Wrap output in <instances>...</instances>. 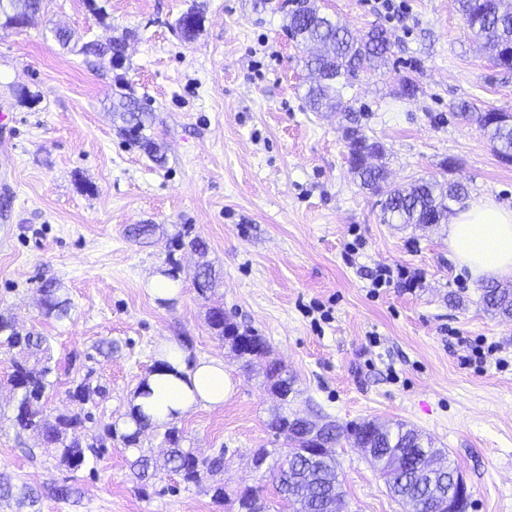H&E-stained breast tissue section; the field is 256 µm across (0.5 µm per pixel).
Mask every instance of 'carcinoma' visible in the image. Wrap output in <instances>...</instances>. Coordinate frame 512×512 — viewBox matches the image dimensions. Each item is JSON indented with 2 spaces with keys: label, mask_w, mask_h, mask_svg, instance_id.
Wrapping results in <instances>:
<instances>
[{
  "label": "carcinoma",
  "mask_w": 512,
  "mask_h": 512,
  "mask_svg": "<svg viewBox=\"0 0 512 512\" xmlns=\"http://www.w3.org/2000/svg\"><path fill=\"white\" fill-rule=\"evenodd\" d=\"M287 12V30L312 52L305 58V67L313 74V81L305 92L306 103L312 112L339 110L344 113L346 125L347 162L360 186L382 196L381 220L385 224H414L432 226L448 223L451 204L465 196L459 183L442 182L436 178H421L404 186L388 183L384 164L373 160L385 158V145L368 136L360 123V116L350 102L343 100V89L359 79L363 73H372L386 67L392 56V43L387 32L378 26L364 35L353 34L338 20L319 11L311 0H292ZM458 12L465 20L473 40L504 69L512 70V0H456ZM43 0H0V29L12 30L18 20L30 12H40ZM201 12L192 8L178 20L183 39H192L200 28ZM126 43L113 39L106 44L96 41L84 43L79 53L85 56L108 58L114 69L124 66ZM110 112L122 123L123 135L137 145L149 159L160 162L159 146L153 135L147 133L152 123L149 110L132 94L117 91L110 98ZM495 112L489 111L481 128L493 150L504 160L512 161V120L494 122ZM217 274L209 262H201L192 282L204 295L214 288ZM484 308L497 315L512 317V289L497 284L481 286ZM42 307L45 314L61 320L69 315L70 303L60 299L56 289H42ZM209 325L215 333L228 340L237 357L250 363L265 358V379L279 398L297 392L296 380L278 361L269 358L267 341L252 330H241L224 316V309L212 307L208 313ZM0 349L12 355L9 379L18 388L13 405V421L22 429L39 430L46 446L55 449L60 465L70 471L84 466L86 451L97 452L92 444H83L77 432L93 421L85 410L92 396L101 394L83 380L68 392L69 398L80 405L70 414L52 415L47 412L46 391L51 385V347L45 336L33 332L22 333L14 322L0 316ZM290 402L281 403L267 427L275 438H284L285 448H259L253 452L258 458L279 455L280 462L266 466L262 476L270 479L277 495L288 502L291 512H341L344 492L336 470V447L347 441L359 448H376L379 456H386L391 464L380 469L391 495L407 508V512H441V502L448 493V478L456 471L448 460L437 469L427 466L429 460L444 457L443 451L433 447L432 439L403 422L392 426L371 427L369 421H351L344 425L329 421L317 427L315 440L305 438L312 427L293 418ZM151 425L150 416L142 408L128 414L123 428L109 423L104 426L108 436L120 439L125 448L136 452L129 462L130 470L141 486L161 472L172 473L186 484H198L201 472L216 476L224 471V450L208 457H200L192 448L181 445L176 427H165L163 441L168 452L163 461L144 454L139 447L140 434ZM16 500L27 504L30 512H40V494L25 485H14L0 475V501ZM237 512H270L265 498L253 487L239 490L235 497Z\"/></svg>",
  "instance_id": "carcinoma-1"
}]
</instances>
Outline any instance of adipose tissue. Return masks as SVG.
<instances>
[{"label": "adipose tissue", "instance_id": "ef3b65f1", "mask_svg": "<svg viewBox=\"0 0 512 512\" xmlns=\"http://www.w3.org/2000/svg\"><path fill=\"white\" fill-rule=\"evenodd\" d=\"M448 248L471 278H511L512 208L490 198L468 204L448 226ZM157 358L168 369L148 376L151 397L132 398L133 404L146 407L152 422L165 423L197 407L223 405L229 382L222 360L194 357L174 340L161 343Z\"/></svg>", "mask_w": 512, "mask_h": 512}]
</instances>
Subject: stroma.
Listing matches in <instances>:
<instances>
[{"instance_id": "1", "label": "stroma", "mask_w": 512, "mask_h": 512, "mask_svg": "<svg viewBox=\"0 0 512 512\" xmlns=\"http://www.w3.org/2000/svg\"><path fill=\"white\" fill-rule=\"evenodd\" d=\"M204 12L191 40L175 29L191 5ZM357 34L386 29L393 54L383 74H364L345 98L389 154V180L457 181L468 200L512 205V162L501 160L477 121L453 107L512 113V72L470 41L454 0H404L402 19L371 0H318ZM106 23L88 0H47L24 30L0 29V315L49 338L72 368L54 375L52 413L71 410L68 391L90 377L105 393L82 435L123 424L130 398L162 341L220 359L231 382L222 407L175 419L182 445L224 449L227 494L265 481L249 465L270 447L266 422L278 405L260 365L245 366L210 328L223 307L263 336L296 379L300 416L340 423L404 422L447 450L470 487L468 512H512V318L485 312L480 284L450 259L444 226L384 224L379 197L354 181L342 114L312 112L304 50L285 28L286 0H106ZM79 42L127 37L122 73L155 117L165 161L155 164L109 112L107 60L62 47L54 27ZM418 86L401 97L403 78ZM154 225L135 240L129 231ZM205 242L218 275L209 297L192 284L198 261L174 249L180 231ZM177 260V297L149 290ZM390 286L372 290L379 267ZM71 304L45 315L41 289ZM112 352L97 353L101 340ZM496 346L475 365V346ZM0 352V473L43 490L41 512H235L205 486L160 474L139 489L130 453L116 439L80 471L15 427ZM336 461L344 512H403L359 449ZM71 487L69 497L51 494Z\"/></svg>"}]
</instances>
